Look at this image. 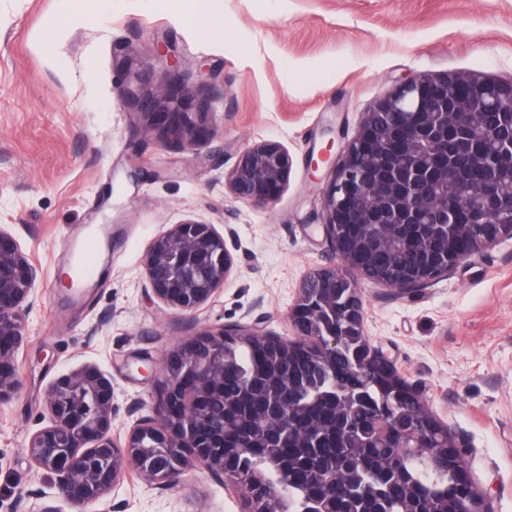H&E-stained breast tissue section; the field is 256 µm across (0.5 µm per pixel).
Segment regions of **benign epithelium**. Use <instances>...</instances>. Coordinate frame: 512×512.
Masks as SVG:
<instances>
[{"mask_svg":"<svg viewBox=\"0 0 512 512\" xmlns=\"http://www.w3.org/2000/svg\"><path fill=\"white\" fill-rule=\"evenodd\" d=\"M120 100L151 120L165 115L159 138L184 149L206 133L203 113L193 118L181 96L145 98L129 86ZM476 162L484 181L473 190L464 181V167ZM292 160L276 141L243 151L225 180L232 195L246 203H276L288 185ZM322 229L339 265L319 268L301 283L288 320L293 338L250 326L204 331L178 344L163 361L150 405L123 438L112 435V378L99 366L85 365L57 377L45 400L47 424L28 438L27 451L40 468L57 476L56 488L76 509L88 508L109 495L126 470L164 488L185 471L198 467L215 478L238 483V473L224 456V380L235 375L224 363V339L246 336L263 350L290 352L316 339L326 357L336 354L339 330L336 308L326 291L348 289L347 317L363 328L362 299L349 276L353 269L348 246L336 239V225H427L435 238H451L458 224H484L481 235L467 241L445 265L420 280L394 283L412 293L448 275L472 254L512 238V80L495 81L475 74L436 76L414 73L376 101L340 151L322 189ZM233 266L224 234L214 224L186 220L156 237L145 257L152 294L164 304L191 313L207 303L227 280ZM40 273L11 231L0 226V404L20 391L14 359L37 303ZM365 370L392 368L378 347L368 346ZM294 396L282 387L270 396H256L264 405L261 419L279 434L288 422ZM448 466L457 480L468 512H490L472 481L467 456L448 450ZM285 493L266 492L262 476L251 479L246 494L251 505L271 504Z\"/></svg>","mask_w":512,"mask_h":512,"instance_id":"benign-epithelium-1","label":"benign epithelium"}]
</instances>
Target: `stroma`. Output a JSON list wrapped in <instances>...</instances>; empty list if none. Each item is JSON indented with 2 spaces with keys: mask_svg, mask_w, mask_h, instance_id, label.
Here are the masks:
<instances>
[{
  "mask_svg": "<svg viewBox=\"0 0 512 512\" xmlns=\"http://www.w3.org/2000/svg\"><path fill=\"white\" fill-rule=\"evenodd\" d=\"M215 27L185 0H0V225L41 270L16 352L19 395L0 405V512L42 492L74 512L27 453L59 375L87 363L112 378V433L148 401L163 358L194 335L263 321L288 338V312L311 270L335 263L308 156L342 146L364 112L408 74L512 78V0H212ZM166 35L170 63L156 56ZM132 56L131 70L116 59ZM178 84L208 107L193 149L161 142L118 89L152 96ZM282 144L288 185L271 206L242 202L224 175L247 147ZM186 219L222 226L233 268L197 311L150 300L144 258ZM110 237L91 287L68 288V247ZM365 335L463 444L492 512H512V239L472 254L413 293L356 276ZM145 365H137L138 356ZM248 512L243 489L195 469L159 489L129 473L92 512ZM211 0H190L187 17L191 25L201 32L212 28Z\"/></svg>",
  "mask_w": 512,
  "mask_h": 512,
  "instance_id": "1",
  "label": "stroma"
}]
</instances>
